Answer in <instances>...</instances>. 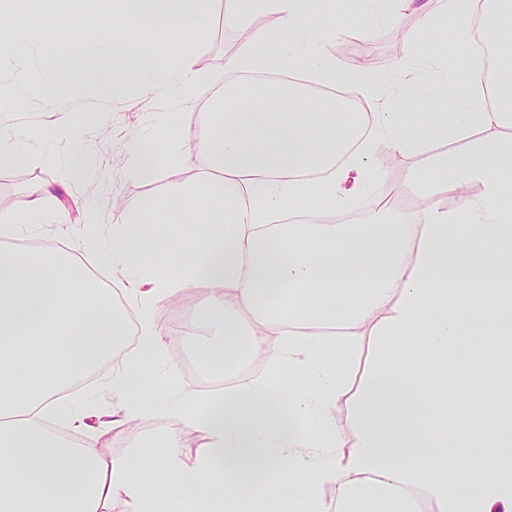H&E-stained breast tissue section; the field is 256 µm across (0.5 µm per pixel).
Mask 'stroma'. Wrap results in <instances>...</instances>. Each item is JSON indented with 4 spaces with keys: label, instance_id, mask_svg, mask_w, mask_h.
<instances>
[{
    "label": "stroma",
    "instance_id": "stroma-1",
    "mask_svg": "<svg viewBox=\"0 0 512 512\" xmlns=\"http://www.w3.org/2000/svg\"><path fill=\"white\" fill-rule=\"evenodd\" d=\"M224 2L213 0L210 23L204 33H187L176 45L164 33L145 31L133 18L119 17L115 0H43L41 6L27 10L18 9L17 0H0V16L15 31L49 14L65 18L62 25L43 29L36 51L0 44V133L13 144L12 154L0 157V207L26 226L25 232L15 237L0 238V247L10 248L18 241L32 246L48 243L53 248L69 247L77 255H84L86 244L111 240L113 225L121 223L126 214L162 199L173 183H194L203 168L202 159L190 148L196 131L195 107L179 108L178 81L159 86L148 95L136 82L124 100L103 101L91 109L80 101L44 97L18 82V74L38 68L49 80L55 76L58 64L76 63L80 48L99 53V44L85 43L84 36L101 19L116 17L134 46L148 47L147 59L156 67H169L177 51L187 52L199 75L194 98L197 105L205 104L215 91L222 89L225 74L249 31L262 29L273 36L279 33L277 16L268 13L251 16L244 27L226 23ZM326 22L344 31L343 36L326 43L327 54L345 69L351 68L357 57L368 58L369 69L381 80L394 111L411 112L417 91L401 78L408 55L404 37L409 32L417 33L423 49L433 41L432 34L421 32L418 14L400 13L368 31L360 20L350 18L340 8L329 13ZM174 111L179 112L180 120L178 127L171 130L165 127L162 117ZM64 112L72 117V130L69 138L59 143L54 133ZM136 138L165 154L179 152V163L162 168L151 181L129 178L131 142ZM74 155L88 159L78 175L73 174L69 162ZM415 164L413 156L400 153L391 155L384 164L382 180L400 207L414 216L436 206L454 207L452 197L426 196L415 190L409 181ZM43 183L56 186L57 197L46 203L40 213H31V191ZM88 205L97 209L99 221L86 226L82 214ZM63 208L69 213L70 222L66 225L59 221ZM150 222L157 236L172 242L171 250L154 258L155 269L166 272L177 268L186 257L181 244L195 237L196 222L190 216L172 222L169 211L164 209L156 210ZM130 383L156 400L144 415V422L169 419L179 395L160 363L144 358L131 372Z\"/></svg>",
    "mask_w": 512,
    "mask_h": 512
}]
</instances>
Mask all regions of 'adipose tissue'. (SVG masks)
Masks as SVG:
<instances>
[{
    "instance_id": "ef3b65f1",
    "label": "adipose tissue",
    "mask_w": 512,
    "mask_h": 512,
    "mask_svg": "<svg viewBox=\"0 0 512 512\" xmlns=\"http://www.w3.org/2000/svg\"><path fill=\"white\" fill-rule=\"evenodd\" d=\"M334 0H226L235 23L265 11L278 15L299 44L284 92L247 81L272 69L283 55L262 31L239 51L238 79L225 82L199 114L193 148L206 170L193 185L170 186L166 205L193 210L199 229L183 245L179 267L148 282L130 281L140 304L137 343L126 349L125 311L111 289L90 281L88 262L56 249L33 258L0 250V476L18 474L0 493V512H261L267 499L280 512H356L359 502L379 512H512V375L498 381L497 399L475 432L447 434L429 418L405 361L421 351L443 358L464 341L474 320L494 335L512 332L502 309L512 306V69L475 67L465 98L446 91L426 99L416 118L428 131L408 132L380 85L364 71L340 69L322 51L339 29L322 27ZM123 15L142 29L179 38L202 30L210 0H120ZM391 14L416 9L437 38L419 53L405 40L407 70L438 67L455 24L461 47L465 28L480 18L493 46L512 45V0H388ZM109 56L58 70L54 83L39 72L20 79L34 91L61 98L85 90L96 101L120 99L144 64L127 52L116 27ZM341 87L369 104L350 111L336 97L314 98V86ZM284 95L291 109H253V102ZM317 99L315 117L297 111ZM451 110L452 122L442 120ZM467 141L440 154L429 141ZM417 156L412 183L458 199L454 210L434 208L410 221L381 186L382 150ZM479 185V196L465 190ZM330 208L364 202L362 224L306 222L308 200ZM147 217L112 228V264L130 270L149 265L168 243L146 229ZM474 237L455 265L445 258L458 236ZM364 239L372 264L337 251L339 241ZM297 288L288 303L278 298ZM201 295L198 322L209 335L195 349L200 365L217 372L250 353L262 369L206 396L186 389L184 402L200 411L179 414V427L163 448L135 446L115 456L96 442L137 419L152 399L133 390L128 375L149 356L170 359L171 344L157 317L160 305L186 290ZM392 343L362 399H353L348 366L358 338ZM121 356L105 390L117 398L109 411L71 409V434L55 428L61 394L75 381ZM296 382L286 387L282 373ZM355 406L357 435L346 440L336 410ZM202 434L194 465L182 459L186 439ZM481 469L483 478L470 474ZM90 472L76 482L73 472ZM163 471L164 482L152 475Z\"/></svg>"
}]
</instances>
